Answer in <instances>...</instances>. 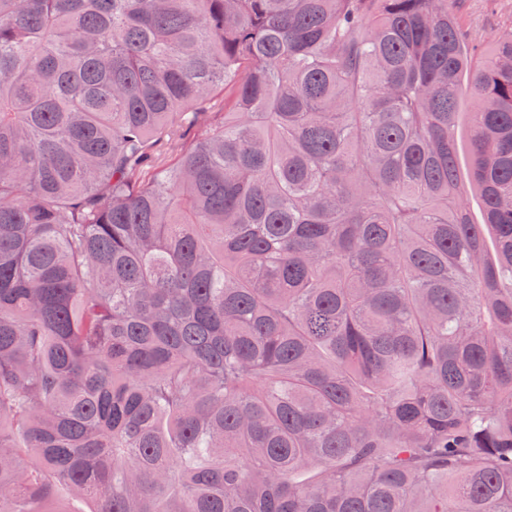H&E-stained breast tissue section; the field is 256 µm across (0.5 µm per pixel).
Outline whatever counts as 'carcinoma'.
<instances>
[{
    "label": "carcinoma",
    "mask_w": 512,
    "mask_h": 512,
    "mask_svg": "<svg viewBox=\"0 0 512 512\" xmlns=\"http://www.w3.org/2000/svg\"><path fill=\"white\" fill-rule=\"evenodd\" d=\"M461 2L0 0V512H512V34ZM223 118L224 95L218 94L207 104L203 112L200 113L197 125L179 128L173 139L165 144L162 154L165 166L172 164L179 155L182 147L195 140L201 131L205 128L214 127L215 125L223 123Z\"/></svg>",
    "instance_id": "carcinoma-1"
}]
</instances>
